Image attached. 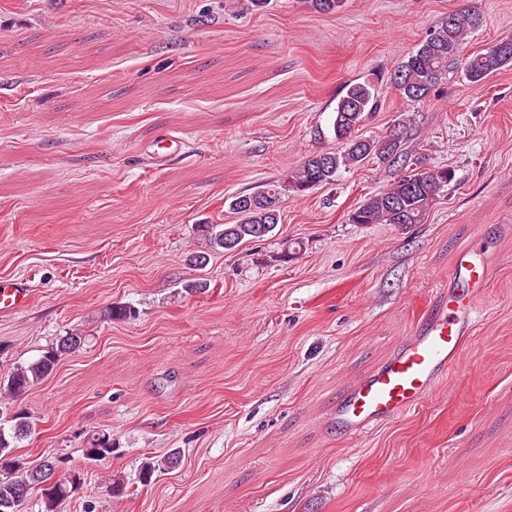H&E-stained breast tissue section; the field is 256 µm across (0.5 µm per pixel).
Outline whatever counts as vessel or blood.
Masks as SVG:
<instances>
[{
  "label": "vessel or blood",
  "mask_w": 512,
  "mask_h": 512,
  "mask_svg": "<svg viewBox=\"0 0 512 512\" xmlns=\"http://www.w3.org/2000/svg\"><path fill=\"white\" fill-rule=\"evenodd\" d=\"M497 259L483 247L462 249L435 307L396 345L393 354L336 402L339 432L358 436L413 412L437 382L459 370ZM31 298L26 282H0V311L16 313Z\"/></svg>",
  "instance_id": "b4317fda"
}]
</instances>
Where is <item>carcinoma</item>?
<instances>
[{
	"mask_svg": "<svg viewBox=\"0 0 512 512\" xmlns=\"http://www.w3.org/2000/svg\"><path fill=\"white\" fill-rule=\"evenodd\" d=\"M486 23L484 13L469 5L448 17L429 31L415 51L401 62L394 72L392 85L398 95L411 102L426 100L437 87L448 79V71L461 66L465 78L480 83L494 72L512 66V38L503 39L484 53L462 56L463 45L469 34ZM339 99L332 123L334 137L344 147L338 151L318 153L304 161L300 170L284 182H266L252 195L253 207L243 209L240 197L229 207L241 215L236 224H199L197 232L212 247L231 250L244 241L262 238L260 229L272 233L279 224L278 204L285 193L305 195L312 188L329 184L342 169L361 165L376 159L381 163L402 161L410 173L401 176L390 188L379 191L358 206L349 216L353 224H422L437 203L454 173L448 168H422V162L408 156L404 148V135L400 131L377 138L354 136L355 128L365 119V113L378 107L375 90L369 82L349 83ZM134 311L121 305L103 310L106 321H125ZM85 337L77 334L59 338L56 345L40 357L21 363L4 379H0V512H29L35 504L39 512H60L61 505L82 488L80 473L63 466L61 457L28 460L17 453L18 444L36 434L37 428L30 416L22 410H12L7 402H14L32 386L48 377L60 357L76 350ZM112 435L96 432L85 438L84 455L89 462L101 463L112 457ZM180 452H171L158 458L142 459L138 481L151 484L154 477L179 463ZM55 475L51 489L38 487L37 476Z\"/></svg>",
	"mask_w": 512,
	"mask_h": 512,
	"instance_id": "obj_1",
	"label": "carcinoma"
}]
</instances>
